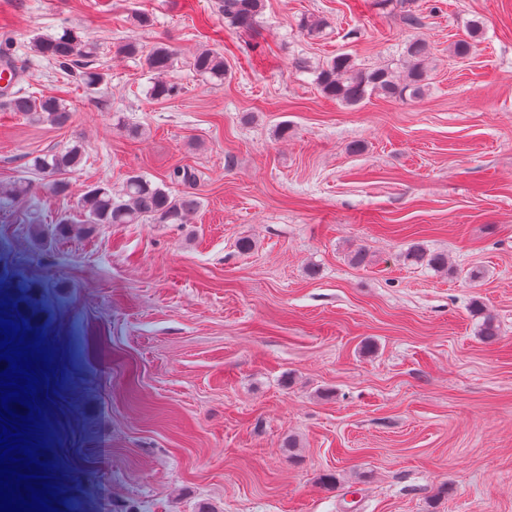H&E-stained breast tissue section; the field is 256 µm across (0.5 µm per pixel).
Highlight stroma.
<instances>
[{"label":"stroma","mask_w":512,"mask_h":512,"mask_svg":"<svg viewBox=\"0 0 512 512\" xmlns=\"http://www.w3.org/2000/svg\"><path fill=\"white\" fill-rule=\"evenodd\" d=\"M265 4L251 35L220 0H0V39L31 63L14 93L71 113L57 129L0 101V183L30 177L32 156L85 150L68 196L41 185L0 206V307L17 325L36 309L26 332L57 367L39 431L60 508L512 512V0H414L415 30L399 0ZM472 19L475 48L455 59ZM66 27L97 47V90L32 52ZM414 37L430 49L424 98L346 106L314 82L327 59L374 68ZM125 41L140 55L118 53ZM160 42L180 92L152 100L141 55ZM205 48L223 52L224 82L195 72ZM178 165L194 187L168 182ZM134 173L200 208L183 225L30 239V220L79 221L87 185ZM416 241L447 270L403 265Z\"/></svg>","instance_id":"35a3bbf8"}]
</instances>
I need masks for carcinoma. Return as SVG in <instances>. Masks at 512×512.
<instances>
[{"label":"carcinoma","instance_id":"1","mask_svg":"<svg viewBox=\"0 0 512 512\" xmlns=\"http://www.w3.org/2000/svg\"><path fill=\"white\" fill-rule=\"evenodd\" d=\"M265 0H224V23L244 32H256L263 13ZM481 21L474 19L468 27V37L453 43L452 53L459 57L469 56L473 41L481 32ZM33 52L52 63L66 74H76L82 85L95 90L105 81V74L94 66L96 45L84 39L78 32L65 29L60 34L40 36L34 39ZM429 48L420 39L406 43L402 60L372 69L356 67L347 54H339L316 70V84L321 92L338 102L355 105L371 95L402 100L406 97L421 98L428 90ZM174 52L167 45L155 46L144 58V65L154 75L147 87V95L154 100L166 99L177 93V87L165 76L171 71ZM195 71L207 78L223 80L227 71L224 54L204 49L193 61ZM8 105L28 119L49 124L56 128L69 120V110L63 100L52 96H8ZM83 147L75 143L59 151L36 155L28 161V169L52 178L48 183L51 192L65 196L69 183L59 178L64 173L77 171L83 162ZM170 181L191 186L196 182L194 171L176 166L168 174ZM33 185L27 179L15 180L0 186V198L25 199L32 195ZM77 207L83 219L78 223L61 220L56 224H30L28 233L40 242L94 233L105 224H185L190 213L199 208L197 197L188 192L172 195L163 184L152 182L142 174L127 177L119 191L100 181L88 186L78 197ZM408 265H426L434 269L448 268V257L428 251L422 244H412L403 254Z\"/></svg>","mask_w":512,"mask_h":512}]
</instances>
